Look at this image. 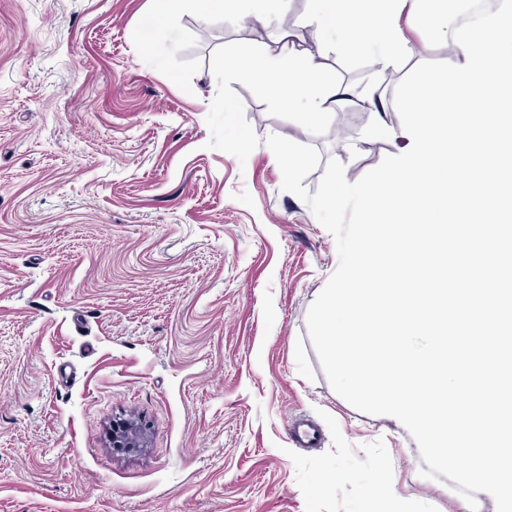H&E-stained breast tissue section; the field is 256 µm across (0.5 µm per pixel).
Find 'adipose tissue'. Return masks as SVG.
<instances>
[{
	"mask_svg": "<svg viewBox=\"0 0 512 512\" xmlns=\"http://www.w3.org/2000/svg\"><path fill=\"white\" fill-rule=\"evenodd\" d=\"M309 24L312 47L284 40L275 52L252 51L225 58L224 70L251 81L261 96H276L289 111L311 127L324 122L336 107L358 103L377 109L379 86L364 88L338 85L323 76L319 50L339 56L366 54L377 73L383 74L417 56L399 26L402 15L414 23L450 39L448 20L463 14L468 0H311ZM285 0H194L202 16L246 14L273 19L283 11Z\"/></svg>",
	"mask_w": 512,
	"mask_h": 512,
	"instance_id": "1",
	"label": "adipose tissue"
}]
</instances>
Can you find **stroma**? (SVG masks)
I'll list each match as a JSON object with an SVG mask.
<instances>
[{"label":"stroma","mask_w":512,"mask_h":512,"mask_svg":"<svg viewBox=\"0 0 512 512\" xmlns=\"http://www.w3.org/2000/svg\"><path fill=\"white\" fill-rule=\"evenodd\" d=\"M310 7L265 23L0 0V512H374L386 479L412 512H468L420 476L410 434L328 383L306 317L336 243L261 146H315L357 179L396 144L367 137L372 112L311 128L224 75ZM323 70L373 79L363 54ZM129 415L149 446L113 454ZM298 418L316 446L293 441Z\"/></svg>","instance_id":"obj_1"}]
</instances>
